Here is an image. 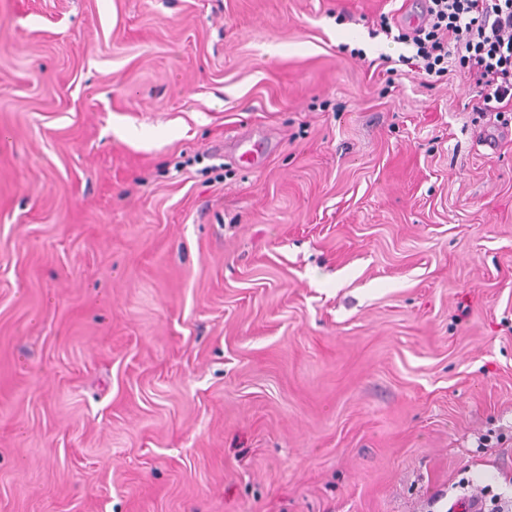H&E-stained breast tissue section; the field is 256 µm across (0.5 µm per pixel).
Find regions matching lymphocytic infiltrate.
Wrapping results in <instances>:
<instances>
[{
  "instance_id": "obj_1",
  "label": "lymphocytic infiltrate",
  "mask_w": 512,
  "mask_h": 512,
  "mask_svg": "<svg viewBox=\"0 0 512 512\" xmlns=\"http://www.w3.org/2000/svg\"><path fill=\"white\" fill-rule=\"evenodd\" d=\"M426 22L410 32L384 33L410 45L400 61L424 78L447 75L450 64L465 69L478 90L477 119L504 122L512 104V0H428Z\"/></svg>"
}]
</instances>
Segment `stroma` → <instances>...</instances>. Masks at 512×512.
I'll return each mask as SVG.
<instances>
[{
	"label": "stroma",
	"instance_id": "stroma-1",
	"mask_svg": "<svg viewBox=\"0 0 512 512\" xmlns=\"http://www.w3.org/2000/svg\"><path fill=\"white\" fill-rule=\"evenodd\" d=\"M407 2L0 0V512L512 502V125Z\"/></svg>",
	"mask_w": 512,
	"mask_h": 512
}]
</instances>
